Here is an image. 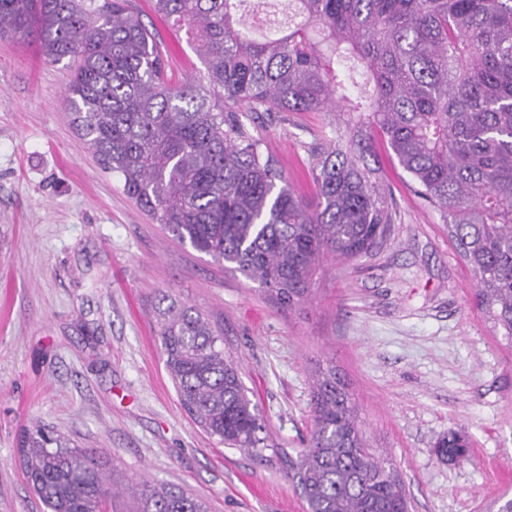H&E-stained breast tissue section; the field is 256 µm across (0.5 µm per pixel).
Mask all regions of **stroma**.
<instances>
[{"label": "stroma", "instance_id": "obj_1", "mask_svg": "<svg viewBox=\"0 0 512 512\" xmlns=\"http://www.w3.org/2000/svg\"><path fill=\"white\" fill-rule=\"evenodd\" d=\"M154 28L174 81L205 74L184 28ZM72 60L0 39V512H45L18 461L21 435L48 425L92 448L122 489L107 512H138L142 482L203 497L209 512H306L281 455L313 429L318 365L358 409L371 452L391 460L410 512H496L512 495V341L480 308L448 226L382 158L396 220L386 242L327 260L312 292L284 309L239 273L168 238L98 165L75 130ZM327 112L252 117L292 189L312 200L311 153ZM224 334L268 423L257 461L209 438L180 407L153 307L162 294ZM465 434L469 453L437 455Z\"/></svg>", "mask_w": 512, "mask_h": 512}]
</instances>
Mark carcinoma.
I'll return each mask as SVG.
<instances>
[{
	"label": "carcinoma",
	"instance_id": "1",
	"mask_svg": "<svg viewBox=\"0 0 512 512\" xmlns=\"http://www.w3.org/2000/svg\"><path fill=\"white\" fill-rule=\"evenodd\" d=\"M130 2L0 0V37L76 62L75 129L173 240L291 309L310 296L325 257H360L390 235L381 139L408 188L448 224L485 314L512 340V0H289L288 27L262 41L237 17L243 0H150L157 18L194 33L205 78L181 85ZM333 102V137L311 154L310 206L244 118ZM154 313L184 412L224 447L263 458L266 421L224 337L167 295ZM313 415L309 445L289 466L307 512H409L329 365L317 370ZM450 449L464 456L467 440L438 444ZM19 460L47 512H106L116 494L92 450L42 426L21 437ZM139 512L207 505L145 485Z\"/></svg>",
	"mask_w": 512,
	"mask_h": 512
}]
</instances>
